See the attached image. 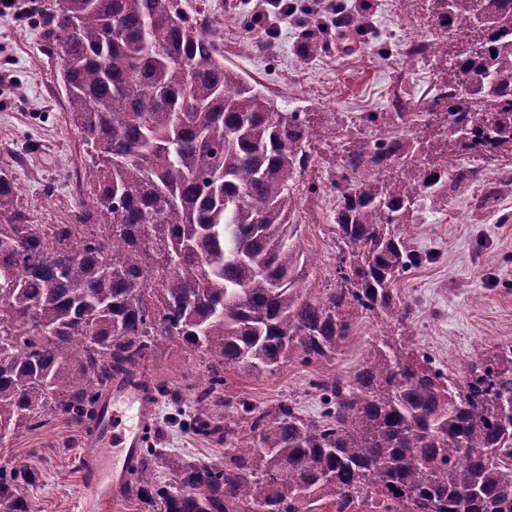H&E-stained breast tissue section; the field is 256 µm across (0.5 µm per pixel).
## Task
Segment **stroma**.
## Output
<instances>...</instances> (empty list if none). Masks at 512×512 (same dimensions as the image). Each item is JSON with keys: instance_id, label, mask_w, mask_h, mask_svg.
Here are the masks:
<instances>
[{"instance_id": "1", "label": "stroma", "mask_w": 512, "mask_h": 512, "mask_svg": "<svg viewBox=\"0 0 512 512\" xmlns=\"http://www.w3.org/2000/svg\"><path fill=\"white\" fill-rule=\"evenodd\" d=\"M45 0H0V166H11L19 203L37 224H67L86 203L80 178L87 159L83 136L67 117L59 86V63L46 53L48 37L37 13ZM189 15L216 32L224 64L260 83L289 112H333L343 121V139L357 136V124L373 112L391 110L393 88L411 104L430 97L441 69L435 60L409 61L406 50L429 40L436 24L430 0H348L356 17L370 16L373 30L361 44L336 47V30L319 34L320 46L306 50L301 27L285 25L262 49L261 33L250 26L243 0H181ZM337 144L319 152L300 185L294 222L312 284L336 283V198L328 190ZM503 160H484V179L448 189L447 207L421 201L414 248L430 258L397 283L412 308L417 349L440 365L470 358L481 347L512 345V182L502 176ZM387 324L377 316L356 319L354 336L335 354L328 369L349 376ZM145 374L182 392L207 381L204 356L168 346L154 349ZM318 367L284 366L249 375H225L224 394L256 405L295 402L304 413L321 410L309 386ZM195 408L159 402L157 424L164 445L199 463L224 456L223 443L198 435L186 422ZM84 424L57 415L36 429H22L0 443V466L26 465L28 512H87L80 459L87 451Z\"/></svg>"}]
</instances>
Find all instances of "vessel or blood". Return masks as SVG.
Segmentation results:
<instances>
[{"mask_svg": "<svg viewBox=\"0 0 512 512\" xmlns=\"http://www.w3.org/2000/svg\"><path fill=\"white\" fill-rule=\"evenodd\" d=\"M157 396L142 370L116 375L84 433L83 488L91 512L122 502L156 419Z\"/></svg>", "mask_w": 512, "mask_h": 512, "instance_id": "1", "label": "vessel or blood"}]
</instances>
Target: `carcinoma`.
I'll return each mask as SVG.
<instances>
[{
  "mask_svg": "<svg viewBox=\"0 0 512 512\" xmlns=\"http://www.w3.org/2000/svg\"><path fill=\"white\" fill-rule=\"evenodd\" d=\"M433 13L457 49L412 45L409 57L446 59L422 123L374 112L379 135L336 155V286L316 288L291 216L336 113L281 111L180 0L41 10L88 204L69 224H34L0 166V441L58 414L93 420L112 377L167 342L208 362L194 430L240 437L199 465L153 439L134 479L149 512H512V346L453 377L409 344L395 288L426 260L414 213L422 197L448 205V160L474 136L495 147L486 157L512 156V0H433ZM359 311L390 333L349 378L311 380L319 414L221 397L229 370L332 357ZM222 405L240 407L236 423L219 422ZM160 461L186 491L157 480ZM29 482L0 467V512H26Z\"/></svg>",
  "mask_w": 512,
  "mask_h": 512,
  "instance_id": "cac0c4a2",
  "label": "carcinoma"
}]
</instances>
